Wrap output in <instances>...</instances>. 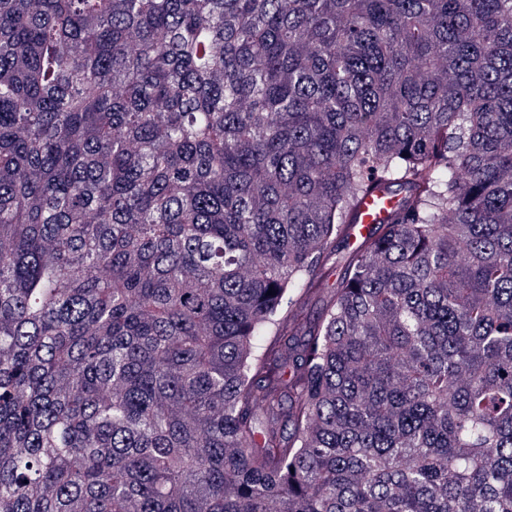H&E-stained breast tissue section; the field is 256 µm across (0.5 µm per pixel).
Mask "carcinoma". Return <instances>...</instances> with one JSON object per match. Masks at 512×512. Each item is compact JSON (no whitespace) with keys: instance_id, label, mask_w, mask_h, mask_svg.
<instances>
[{"instance_id":"obj_1","label":"carcinoma","mask_w":512,"mask_h":512,"mask_svg":"<svg viewBox=\"0 0 512 512\" xmlns=\"http://www.w3.org/2000/svg\"><path fill=\"white\" fill-rule=\"evenodd\" d=\"M273 505L512 512V0H0V512ZM384 195L375 192L366 196L360 203L358 208V217L356 224H362L363 227L359 230L361 236H365L369 224H380L384 221L388 214V210L392 208L394 202L388 198L381 199ZM342 263H336V255L332 256L324 268V274L321 279L319 288L320 292L313 293L311 295L303 296L299 300V305L302 307L304 314H313L316 312L322 301L329 298L331 291L333 290L336 280L342 273Z\"/></svg>"}]
</instances>
